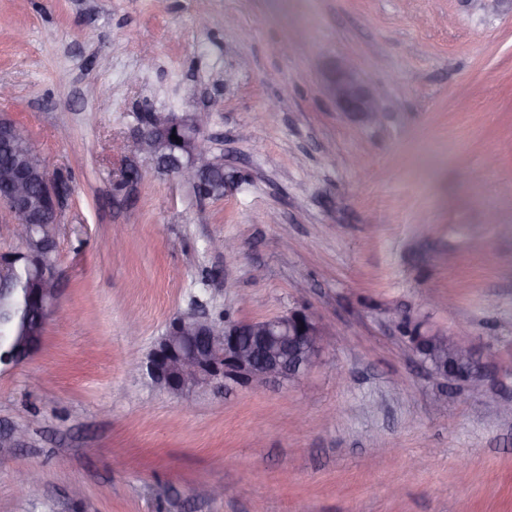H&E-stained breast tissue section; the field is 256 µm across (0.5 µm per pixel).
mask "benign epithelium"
<instances>
[{
    "instance_id": "benign-epithelium-1",
    "label": "benign epithelium",
    "mask_w": 512,
    "mask_h": 512,
    "mask_svg": "<svg viewBox=\"0 0 512 512\" xmlns=\"http://www.w3.org/2000/svg\"><path fill=\"white\" fill-rule=\"evenodd\" d=\"M326 90L336 107L356 112L367 121L380 117L381 103L372 83L361 76L352 62L342 59L326 74ZM211 113L193 116L154 117L137 139L140 154L197 187L213 172V162L202 150ZM176 138H171V135ZM23 129L14 120L0 123V141L20 145ZM42 189L39 204L32 202V185ZM68 193L66 183L53 179L39 154L25 164L0 167V215L12 220L17 238L29 237L35 225L55 228L61 223ZM15 253H0V287L12 282ZM36 313L32 316L20 347L0 368H14L38 353L40 336L47 321L64 312L58 306L55 265L41 261L33 268ZM414 352L430 364L431 374L444 382L471 384L482 377V365L456 337L440 330L418 332L410 340ZM323 350V333L318 320L305 309H296L257 321H216L202 301L173 318L146 357L143 377L173 396L187 398L208 388L232 389L272 381H297L317 363ZM22 442L18 430L0 435V455L9 456Z\"/></svg>"
}]
</instances>
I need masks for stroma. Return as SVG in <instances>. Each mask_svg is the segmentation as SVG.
I'll return each instance as SVG.
<instances>
[{
  "label": "stroma",
  "instance_id": "obj_1",
  "mask_svg": "<svg viewBox=\"0 0 512 512\" xmlns=\"http://www.w3.org/2000/svg\"><path fill=\"white\" fill-rule=\"evenodd\" d=\"M338 58L379 122L331 101ZM0 84L70 187L72 312L0 371V428L25 434L0 512H512V0H0ZM202 109L215 197L136 149L144 112ZM195 298L234 320L308 310L323 353L295 382L158 391L142 363ZM395 308L482 378L431 376Z\"/></svg>",
  "mask_w": 512,
  "mask_h": 512
}]
</instances>
